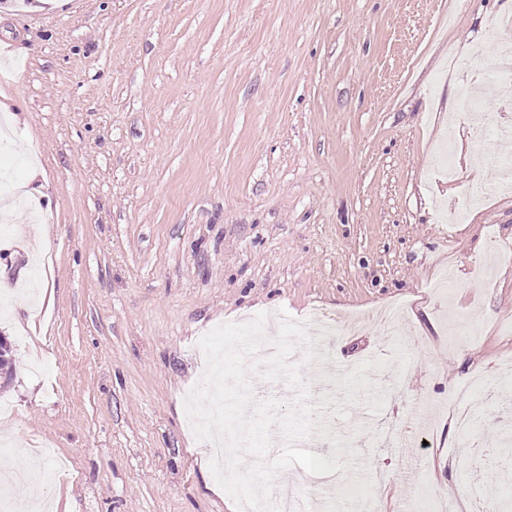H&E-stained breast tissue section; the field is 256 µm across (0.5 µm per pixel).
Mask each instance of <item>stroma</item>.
Masks as SVG:
<instances>
[{
    "mask_svg": "<svg viewBox=\"0 0 512 512\" xmlns=\"http://www.w3.org/2000/svg\"><path fill=\"white\" fill-rule=\"evenodd\" d=\"M507 29V0H0L10 183L35 169L42 191L0 193V467L50 512H238L185 408L197 342L260 312L316 338L317 313L335 328L302 374L332 399L316 452L344 467L285 476L323 512H401L417 490L499 512L512 191L474 205L468 184L512 138L474 152L456 109ZM391 302L403 349L373 321ZM474 311L478 336L452 337ZM479 372L473 447L449 413ZM388 418L410 424L401 446L378 438Z\"/></svg>",
    "mask_w": 512,
    "mask_h": 512,
    "instance_id": "35a3bbf8",
    "label": "stroma"
}]
</instances>
